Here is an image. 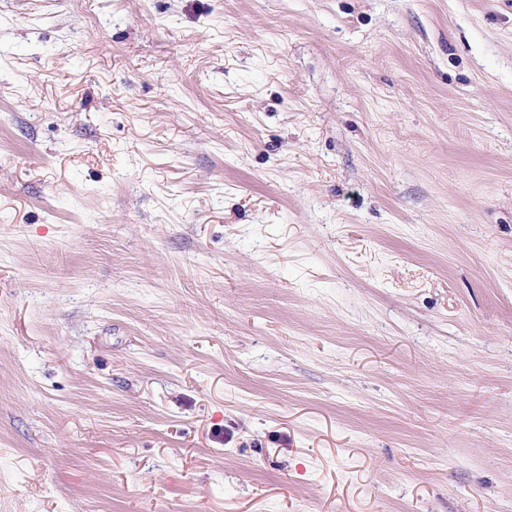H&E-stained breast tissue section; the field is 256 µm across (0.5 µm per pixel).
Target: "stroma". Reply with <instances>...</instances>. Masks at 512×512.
<instances>
[{
  "instance_id": "obj_1",
  "label": "stroma",
  "mask_w": 512,
  "mask_h": 512,
  "mask_svg": "<svg viewBox=\"0 0 512 512\" xmlns=\"http://www.w3.org/2000/svg\"><path fill=\"white\" fill-rule=\"evenodd\" d=\"M0 512H512V0H0Z\"/></svg>"
}]
</instances>
